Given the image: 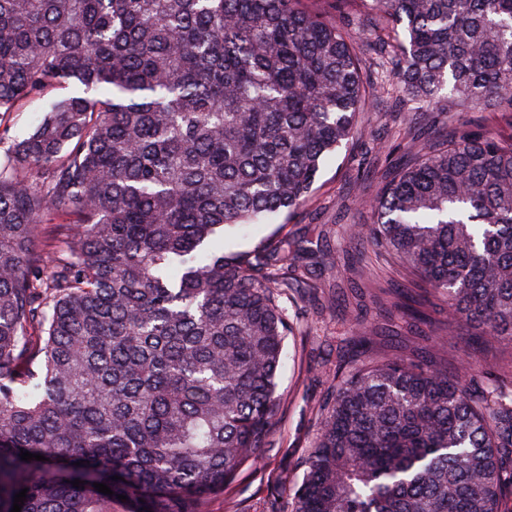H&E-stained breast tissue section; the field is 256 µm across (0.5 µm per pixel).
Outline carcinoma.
Here are the masks:
<instances>
[{
  "instance_id": "carcinoma-1",
  "label": "carcinoma",
  "mask_w": 512,
  "mask_h": 512,
  "mask_svg": "<svg viewBox=\"0 0 512 512\" xmlns=\"http://www.w3.org/2000/svg\"><path fill=\"white\" fill-rule=\"evenodd\" d=\"M348 25L398 103L512 112V0H0V112L80 86L0 159V512L24 488L21 512H212L271 445L287 302L333 299L307 236L220 239L303 209L371 135ZM449 128L350 225L355 265L412 275L387 316L415 327L439 296L448 327L512 340V135ZM482 373L336 374L302 477L274 478L291 512H512V373ZM284 222L280 216L271 224H254L239 233L224 235V253L230 254L252 249L261 239L276 234Z\"/></svg>"
}]
</instances>
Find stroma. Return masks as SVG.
Returning <instances> with one entry per match:
<instances>
[{
	"instance_id": "stroma-1",
	"label": "stroma",
	"mask_w": 512,
	"mask_h": 512,
	"mask_svg": "<svg viewBox=\"0 0 512 512\" xmlns=\"http://www.w3.org/2000/svg\"><path fill=\"white\" fill-rule=\"evenodd\" d=\"M369 123L384 142L385 151L369 154L362 143L348 144L325 162L308 205L288 225L277 221L254 224L224 237V251L230 254L252 249L283 226L292 233L311 231L313 247L329 245L340 278L354 283L355 288L345 291L330 309H289L296 329L285 342V365L278 377L277 392L284 400V409L275 440L272 447L262 450L257 465L244 471L224 499L214 502V512H224L228 501L238 505L239 512H268L269 474L301 476L297 463L317 436L318 406L336 371L331 356L339 349L351 350L358 338V322L373 326L383 349L404 352L418 344L416 331L360 310V303L371 302L378 289L394 288L404 282L405 276L398 268L376 261L369 277H359L351 266L347 232L350 225L370 223L365 199L377 191L385 176L403 164L412 137L419 134L427 140L445 132L446 127L425 116L407 123L403 113L396 110L393 87L388 82L376 89Z\"/></svg>"
}]
</instances>
